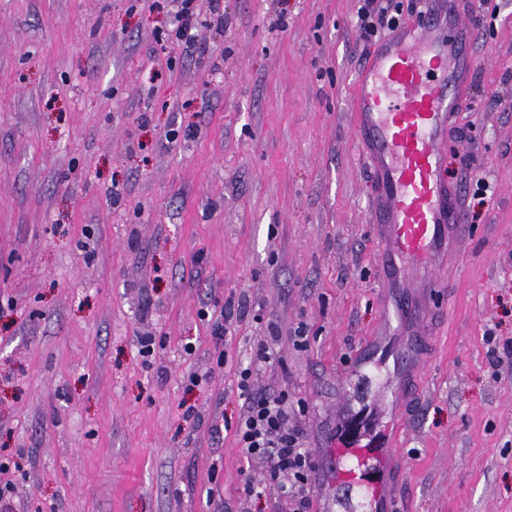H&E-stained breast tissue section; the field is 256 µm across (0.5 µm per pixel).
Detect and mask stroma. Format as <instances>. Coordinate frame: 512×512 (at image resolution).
I'll use <instances>...</instances> for the list:
<instances>
[{
    "label": "stroma",
    "instance_id": "obj_1",
    "mask_svg": "<svg viewBox=\"0 0 512 512\" xmlns=\"http://www.w3.org/2000/svg\"><path fill=\"white\" fill-rule=\"evenodd\" d=\"M361 4L224 0L219 31L196 0L189 46L175 0H0L11 512H290L234 436L261 340L281 362L252 389L302 405L311 512H336L317 471L337 448L392 432L376 512H512V0L457 2L470 64L444 169L470 220L401 403L360 363L387 304L351 111Z\"/></svg>",
    "mask_w": 512,
    "mask_h": 512
}]
</instances>
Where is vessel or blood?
Segmentation results:
<instances>
[{"mask_svg":"<svg viewBox=\"0 0 512 512\" xmlns=\"http://www.w3.org/2000/svg\"><path fill=\"white\" fill-rule=\"evenodd\" d=\"M469 28L434 11L378 43L354 88V123L376 175L373 231L386 288L431 287L432 268L467 226L442 176L448 118L466 93Z\"/></svg>","mask_w":512,"mask_h":512,"instance_id":"b4317fda","label":"vessel or blood"}]
</instances>
